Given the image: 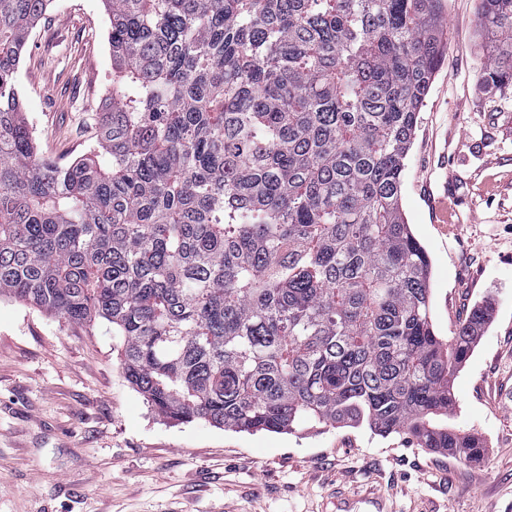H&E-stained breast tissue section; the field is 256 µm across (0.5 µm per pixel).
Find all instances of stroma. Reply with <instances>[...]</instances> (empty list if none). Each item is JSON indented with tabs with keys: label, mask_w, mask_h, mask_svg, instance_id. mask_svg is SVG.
Instances as JSON below:
<instances>
[{
	"label": "stroma",
	"mask_w": 512,
	"mask_h": 512,
	"mask_svg": "<svg viewBox=\"0 0 512 512\" xmlns=\"http://www.w3.org/2000/svg\"><path fill=\"white\" fill-rule=\"evenodd\" d=\"M479 0H444L448 51L405 160L402 206L431 260L432 320H490L453 381L448 420L480 463L367 426L238 433L158 416L124 379L109 326L0 297V512H512V91H487ZM101 0H51L17 69L43 156L95 141L112 90Z\"/></svg>",
	"instance_id": "stroma-1"
}]
</instances>
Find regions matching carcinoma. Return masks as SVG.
I'll return each instance as SVG.
<instances>
[{
	"instance_id": "cac0c4a2",
	"label": "carcinoma",
	"mask_w": 512,
	"mask_h": 512,
	"mask_svg": "<svg viewBox=\"0 0 512 512\" xmlns=\"http://www.w3.org/2000/svg\"><path fill=\"white\" fill-rule=\"evenodd\" d=\"M50 2L0 0V295L112 324L177 424H365L479 462L448 415L489 310L436 334L402 208L442 0H103L112 94L66 164L15 79ZM479 26L481 84L512 90V0H480Z\"/></svg>"
}]
</instances>
